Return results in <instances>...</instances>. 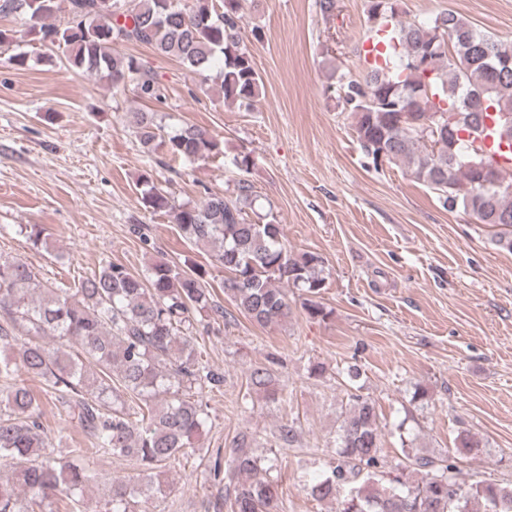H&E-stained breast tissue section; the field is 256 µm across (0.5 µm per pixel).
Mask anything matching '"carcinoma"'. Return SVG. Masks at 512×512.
<instances>
[{
    "label": "carcinoma",
    "mask_w": 512,
    "mask_h": 512,
    "mask_svg": "<svg viewBox=\"0 0 512 512\" xmlns=\"http://www.w3.org/2000/svg\"><path fill=\"white\" fill-rule=\"evenodd\" d=\"M242 0H0V14L40 23L39 41L64 46L70 66L118 87L130 84L142 100L160 101L153 72L121 54L122 43L143 44L213 81L224 102L254 105L263 84L242 33ZM369 29L385 30L384 64L355 79L347 74L327 86L342 111L350 113L365 156L374 168L401 164L435 191L441 206L498 228L496 245L512 252V178H505L485 154L469 149V137L491 135L512 149V41L475 28L447 11L425 20H402L401 0H367ZM67 7H62V4ZM68 20L50 21L60 10ZM455 121L434 120L450 109ZM128 122L144 152L163 151L184 163L214 158L221 141L206 128L185 124L163 133L155 113L132 111ZM141 202L170 215L182 234L212 246L215 266L224 269L222 288L240 313L266 327L291 314L287 285L308 295L312 317L328 312L312 300L325 288L322 258L288 251L272 211L255 210L252 187L206 192L199 205H175L141 178ZM205 272L179 271L166 262L145 274L108 263L75 286L47 284L23 261L0 259V462L12 474L0 476V512H54L59 496L66 512H79L95 477L56 457L41 435L40 398L19 374L40 376L46 393L72 411L93 450L134 457L146 477L109 485L104 512H152L168 485L152 471L199 442L208 418L205 390L221 377L195 355L190 314L224 317L203 287ZM361 373L344 375L347 407L339 416L335 457L311 487L335 512H512V483L471 482L456 456L480 446L458 435L455 455L437 458L404 452L405 466L388 469L381 455L382 422L375 403L361 394ZM249 391L268 402L282 399L275 372L257 367ZM141 404L133 408L124 395ZM261 458L242 436L215 475H224V504L230 512H283L278 485L257 476Z\"/></svg>",
    "instance_id": "cac0c4a2"
}]
</instances>
